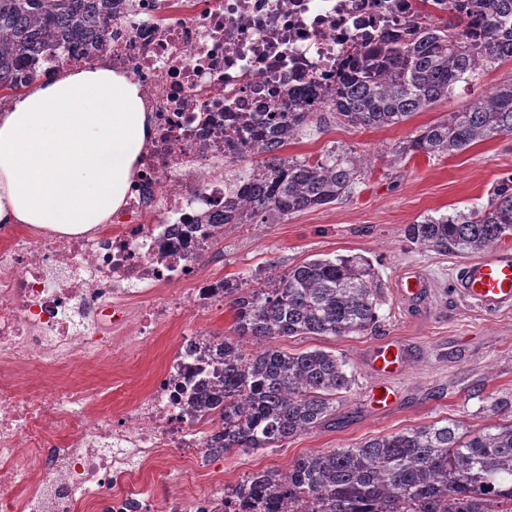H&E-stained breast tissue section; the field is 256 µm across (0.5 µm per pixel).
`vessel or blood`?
Returning a JSON list of instances; mask_svg holds the SVG:
<instances>
[{
	"mask_svg": "<svg viewBox=\"0 0 512 512\" xmlns=\"http://www.w3.org/2000/svg\"><path fill=\"white\" fill-rule=\"evenodd\" d=\"M458 286L469 299L487 310L512 306V249L504 248L486 258L467 263ZM406 352L394 343L374 348L370 363L373 371L392 374L402 370Z\"/></svg>",
	"mask_w": 512,
	"mask_h": 512,
	"instance_id": "1",
	"label": "vessel or blood"
}]
</instances>
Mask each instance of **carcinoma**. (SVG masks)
<instances>
[{"mask_svg":"<svg viewBox=\"0 0 512 512\" xmlns=\"http://www.w3.org/2000/svg\"><path fill=\"white\" fill-rule=\"evenodd\" d=\"M113 0H0V93H17L39 71L37 58L61 44L88 51L112 22ZM420 22L382 38L337 78L321 112L293 100L272 112L247 154L262 158L231 182L221 223L278 224L290 215L333 204L364 176L363 161L331 149L315 160L280 150L311 123L362 128L399 125L470 83L479 70L512 60V0H424ZM512 134V82L473 97L448 118L416 132L396 156L453 155ZM512 236V176L498 182L481 207L409 224L405 237L438 252H484ZM235 310V337L260 345L246 353L235 337H209L221 361L216 380L188 392L189 413L212 426L204 455L273 448L326 422L350 391L347 359L322 349L289 353L278 338H340L373 329L382 282L362 256L317 258L259 285L224 281ZM486 412L501 421L479 429L461 422L425 424L298 458L288 470L254 473L239 491L260 498L267 512L308 495L317 512H501L512 501V396L493 397Z\"/></svg>","mask_w":512,"mask_h":512,"instance_id":"obj_1","label":"carcinoma"}]
</instances>
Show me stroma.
Here are the masks:
<instances>
[{"instance_id":"35a3bbf8","label":"stroma","mask_w":512,"mask_h":512,"mask_svg":"<svg viewBox=\"0 0 512 512\" xmlns=\"http://www.w3.org/2000/svg\"><path fill=\"white\" fill-rule=\"evenodd\" d=\"M512 80V61L480 71L471 84L411 119L384 128L329 123L309 127L283 150L297 159L316 158L331 148L347 149L369 160L352 194L335 204L289 216L278 224L226 227L224 238L197 262L200 277L251 279L268 267L287 270L317 257L359 254L373 262L385 301L375 330L332 338H282L291 353L314 348L343 354L354 381L336 404L332 421L292 436L279 447L237 451L220 457L187 459L164 454L147 471L142 488L157 496L163 488L203 490L216 477L234 483L265 469L287 470L303 455L351 448L380 436L444 419L480 428L488 425L485 398L512 394V308L486 311L456 287L469 255L442 254L410 243L407 225L485 205L498 180L512 175V135L478 142L453 156L396 159L395 151L420 128L461 109L475 93L491 92ZM421 279L425 291L405 296L401 281ZM234 316L228 302L187 310L162 325L137 355L61 369L57 381L96 392L101 409L116 412L146 396L152 380L193 330L229 336ZM403 345L408 359L395 375L371 372L370 350L385 342ZM392 387L397 400L388 410L371 407L372 387Z\"/></svg>"}]
</instances>
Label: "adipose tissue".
I'll use <instances>...</instances> for the list:
<instances>
[{
	"mask_svg": "<svg viewBox=\"0 0 512 512\" xmlns=\"http://www.w3.org/2000/svg\"><path fill=\"white\" fill-rule=\"evenodd\" d=\"M151 136L126 70L95 63L38 76L0 111V224L74 235L110 223Z\"/></svg>",
	"mask_w": 512,
	"mask_h": 512,
	"instance_id": "obj_1",
	"label": "adipose tissue"
}]
</instances>
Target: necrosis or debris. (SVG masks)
Returning a JSON list of instances; mask_svg holds the SVG:
<instances>
[{"instance_id":"obj_1","label":"necrosis or debris","mask_w":512,"mask_h":512,"mask_svg":"<svg viewBox=\"0 0 512 512\" xmlns=\"http://www.w3.org/2000/svg\"><path fill=\"white\" fill-rule=\"evenodd\" d=\"M167 0H114L107 40L59 65L106 63L142 84L154 128L111 232L18 235L0 245V512H152L141 478L157 452L200 454L203 432L180 386L201 367L203 332L182 337L148 394L118 414L89 390L46 382L28 394L16 375L133 353L185 307L222 297L199 278L229 189L225 164L289 99L312 111L357 54L413 18L414 0H211L205 10L158 15ZM167 286L155 298L151 289ZM161 512H265L236 486L169 492Z\"/></svg>"}]
</instances>
